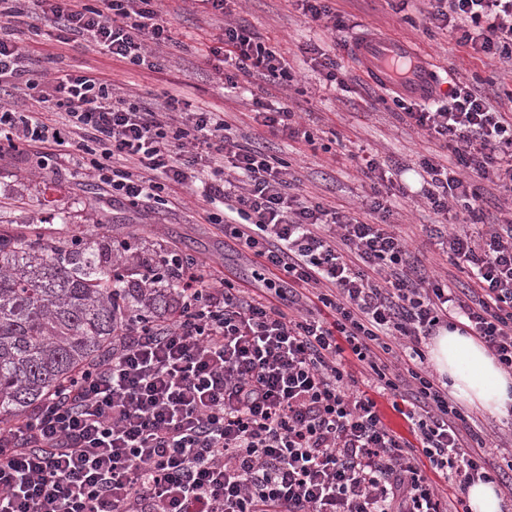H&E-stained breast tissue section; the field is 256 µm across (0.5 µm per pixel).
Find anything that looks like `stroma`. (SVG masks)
Masks as SVG:
<instances>
[{
    "mask_svg": "<svg viewBox=\"0 0 512 512\" xmlns=\"http://www.w3.org/2000/svg\"><path fill=\"white\" fill-rule=\"evenodd\" d=\"M336 6L346 28L335 32L307 20L292 0H238L233 19L273 45L286 59L292 78L278 84L260 76L247 77L234 97L225 96L206 58L219 23L196 12L190 0H161L159 7L177 30L181 44L152 47L159 62L154 69L112 59L80 39L56 47V31L42 19L20 25L14 37L47 76L90 70L111 83L114 95L147 106L170 92L188 101L190 111L223 113L238 134L268 145L271 155L288 163L304 195L345 212H360L375 181L374 174L364 173L349 158L351 152L365 148L392 171L396 192L389 198V221L407 240L411 252L428 271L447 274L449 285L466 282V274L449 267L422 230L423 225L440 221L416 194L419 158L437 152L436 146L382 103L385 88L366 77L351 49L360 37L375 34L410 42L439 81L467 82L491 97L512 90V65L472 57L448 32L424 24L427 0H337ZM311 41L335 53L344 87L320 85L301 53ZM260 102L273 108L288 104L297 112L301 128L314 135L315 145L266 132L254 120ZM29 224L57 228L69 237H82L97 225H105L111 246L124 240L130 243L135 255L129 263L133 270L139 262L153 259L161 248L171 247L207 258L216 269L232 268L241 281L253 279V268L240 246L204 220L195 196L181 186H172L167 205L133 207L99 190L87 166L69 161L62 172L53 174L15 155L1 157L0 228L20 229Z\"/></svg>",
    "mask_w": 512,
    "mask_h": 512,
    "instance_id": "35a3bbf8",
    "label": "stroma"
}]
</instances>
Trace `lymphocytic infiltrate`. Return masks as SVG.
<instances>
[{"label": "lymphocytic infiltrate", "instance_id": "obj_1", "mask_svg": "<svg viewBox=\"0 0 512 512\" xmlns=\"http://www.w3.org/2000/svg\"><path fill=\"white\" fill-rule=\"evenodd\" d=\"M427 24L460 46L512 61V0H429ZM58 43L81 39L134 66L148 44H176L158 0H0V156L70 147L97 185L130 206L189 187L204 219L246 252L252 282L204 259L162 250L127 283L161 295L128 312L110 359L77 373L22 422L0 427V512H461L469 487L512 493L488 446L425 370L440 330L475 337L512 375V219L480 230L485 180L512 190V118L473 86L450 83L432 106L392 91L402 120L451 151L421 159L422 196L453 225L429 230L470 287L428 274L386 219L373 188L367 215L301 194L274 156L216 112L190 128L114 96L86 72L41 82L10 37L26 18ZM214 51L225 92L258 73L285 81L277 50L248 26L224 24ZM22 85L35 110L10 107ZM238 181L225 179V168ZM406 407L412 438L384 423L376 394ZM457 479L444 495L435 477Z\"/></svg>", "mask_w": 512, "mask_h": 512}]
</instances>
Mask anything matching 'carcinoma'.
<instances>
[{
    "label": "carcinoma",
    "mask_w": 512,
    "mask_h": 512,
    "mask_svg": "<svg viewBox=\"0 0 512 512\" xmlns=\"http://www.w3.org/2000/svg\"><path fill=\"white\" fill-rule=\"evenodd\" d=\"M150 297L112 283L103 241L75 246L34 225L0 230V425L11 426L62 382L112 353L119 301Z\"/></svg>",
    "instance_id": "obj_1"
}]
</instances>
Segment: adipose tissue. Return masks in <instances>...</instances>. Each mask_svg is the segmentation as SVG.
<instances>
[{
    "instance_id": "adipose-tissue-1",
    "label": "adipose tissue",
    "mask_w": 512,
    "mask_h": 512,
    "mask_svg": "<svg viewBox=\"0 0 512 512\" xmlns=\"http://www.w3.org/2000/svg\"><path fill=\"white\" fill-rule=\"evenodd\" d=\"M432 358L437 370L447 375L455 396L502 416L512 410V378L473 337L456 329L442 332Z\"/></svg>"
}]
</instances>
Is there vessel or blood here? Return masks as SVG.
I'll return each mask as SVG.
<instances>
[{
  "label": "vessel or blood",
  "instance_id": "1",
  "mask_svg": "<svg viewBox=\"0 0 512 512\" xmlns=\"http://www.w3.org/2000/svg\"><path fill=\"white\" fill-rule=\"evenodd\" d=\"M353 55L371 81L396 87L409 98L424 99L433 87L431 70L412 44L371 37L354 44Z\"/></svg>",
  "mask_w": 512,
  "mask_h": 512
}]
</instances>
